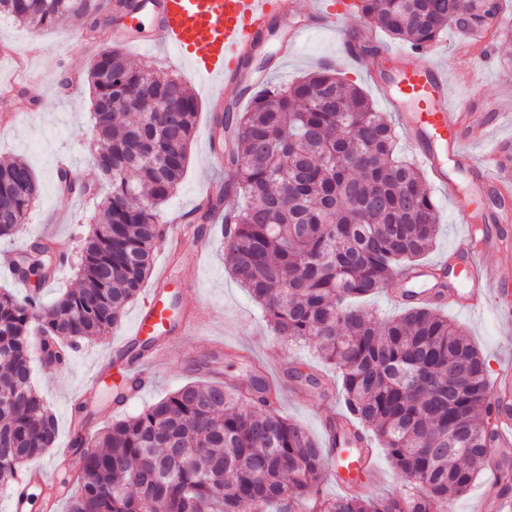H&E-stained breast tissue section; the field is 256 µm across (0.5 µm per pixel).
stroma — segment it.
Listing matches in <instances>:
<instances>
[{"mask_svg":"<svg viewBox=\"0 0 512 512\" xmlns=\"http://www.w3.org/2000/svg\"><path fill=\"white\" fill-rule=\"evenodd\" d=\"M319 5L329 13L326 28L308 34L299 42H290L284 26L266 31L264 52L252 60L260 68L259 79L283 86L316 70L323 59L334 57L340 61L345 80L362 88L376 108H383L381 91L367 71L339 58L341 31H359L361 19L345 13L340 0H319ZM87 25L84 17L67 19L57 26L55 43L45 52L35 53L31 47L40 42L41 31L0 17V44L13 49L12 54L0 55V85L8 84L22 92L28 103L23 121L0 126V157L24 160L40 185L39 196L21 235L60 242L69 258L55 278L42 285L41 300L46 304L77 287L71 258L76 254L79 236L88 232V222L100 201L96 195L85 199L77 194H60L56 162L64 156L71 159L82 185L105 182L94 163L91 98L85 75L92 55L112 47L114 41L112 29L107 26L98 30L93 46L85 51L77 50L70 38L85 32ZM491 44L494 54L487 63L483 60V46H470L451 29L439 37L426 56L428 62L447 70L450 93L460 107L479 119L489 113L496 101L512 100V35H497ZM176 71L197 97L199 111L183 180L161 206L162 213L172 218L192 214L203 187L225 177L224 170L215 167L210 158V138L218 117L209 110L207 89L190 66ZM430 191L440 223L435 245L424 260L436 263L447 260L450 250L469 227L461 223L446 189L434 185ZM223 242L222 228L217 225L210 230L209 247L203 254H196L197 239L188 234L182 237L180 255L173 257L166 249H159L154 269L168 271L171 294H179L181 284L190 282L191 302L205 306L211 316L206 326L180 337L170 347L167 364L156 372L153 386L139 399L119 408L113 404L114 392L105 385L87 390L91 371L109 361L112 341L108 338L82 342L67 367L57 370L34 367L32 385L46 399L59 430L56 447L40 459L47 484L60 482L63 458L79 451L73 425L77 403L88 406L92 431L100 433L114 420L140 411L185 384L245 380L249 370L245 364L227 357L226 352L231 348L261 365L266 376L276 381L280 389L277 405L280 414L303 424L313 437L323 438L327 421L342 412L341 401L324 397L316 382L304 373L313 356V345L289 342L273 334L247 291L225 267ZM443 312L468 332L489 363V378H496L502 363L512 359V313L488 307L473 314L448 306Z\"/></svg>","mask_w":512,"mask_h":512,"instance_id":"1","label":"stroma"}]
</instances>
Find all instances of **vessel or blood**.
Returning a JSON list of instances; mask_svg holds the SVG:
<instances>
[{
  "instance_id": "b4317fda",
  "label": "vessel or blood",
  "mask_w": 512,
  "mask_h": 512,
  "mask_svg": "<svg viewBox=\"0 0 512 512\" xmlns=\"http://www.w3.org/2000/svg\"><path fill=\"white\" fill-rule=\"evenodd\" d=\"M289 13L288 0H158L152 10L150 33L131 27L116 32L115 37L135 47L163 45L212 88L211 101L216 104L220 101L219 88L237 80L242 61L270 22ZM325 24L322 9L309 7L292 38L300 40ZM382 93L388 110L398 118L401 133L415 141L421 163L435 182L447 188L459 210H467L470 201L458 194L448 177L446 161L477 170L481 189L502 190L512 184L511 140L499 142L479 159L465 152L460 131L467 117L450 99L448 74L443 68L428 62L404 65L395 77L385 81ZM495 246L491 237L476 241L467 235L457 242L454 254L461 260L459 269L468 287L462 294L449 297V304L476 311L512 302V272L481 259ZM169 282L164 275L150 288L145 306L114 346L120 353L132 342L148 338L155 341L124 373V400L146 392L152 383V369L168 360L167 347L173 337L185 335L209 317L208 310L197 305L186 310L181 320H173L168 309ZM496 442L503 452L512 451V406L500 407ZM341 458L339 472L352 477L365 475L370 463V454L364 448L342 453ZM481 500L484 512H505L512 505V497L500 494L491 476L484 482Z\"/></svg>"
}]
</instances>
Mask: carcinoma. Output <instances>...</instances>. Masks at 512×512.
Segmentation results:
<instances>
[{
    "instance_id": "obj_1",
    "label": "carcinoma",
    "mask_w": 512,
    "mask_h": 512,
    "mask_svg": "<svg viewBox=\"0 0 512 512\" xmlns=\"http://www.w3.org/2000/svg\"><path fill=\"white\" fill-rule=\"evenodd\" d=\"M133 0H0V15L51 29L70 15L94 32ZM358 37L374 58L381 30L425 53L447 29L496 35L503 0H353ZM96 166L107 189L83 239L81 280L50 305L0 289V489H12L57 441V423L31 385L33 357L63 367L81 341L109 335L154 269L167 234L158 206L179 187L198 102L179 79L144 75L123 51L100 52L87 70ZM135 112L139 119L118 123ZM212 142L230 178L195 211L193 234L225 217L224 263L275 335L314 342L324 390L341 387L346 423L324 444L275 410L277 389L187 384L112 422L64 468L75 476L68 512H434L494 471L512 492V465L493 446L483 354L430 306L404 304L381 321L360 306L432 247L439 216L419 169L394 152L395 129L367 95L323 66L284 89L253 86L246 111L225 115ZM39 194L20 160L0 161V238L21 230ZM15 275L38 283L60 263L55 244L27 243ZM377 441L407 481L379 497L349 481L320 493L325 462L351 442L347 425Z\"/></svg>"
}]
</instances>
